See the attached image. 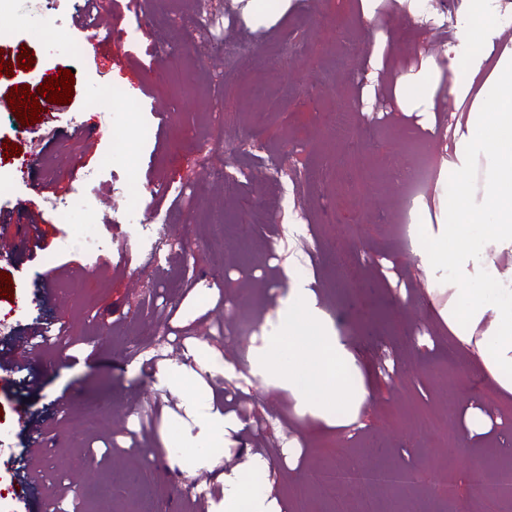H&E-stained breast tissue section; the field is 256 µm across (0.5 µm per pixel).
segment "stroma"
<instances>
[{
	"mask_svg": "<svg viewBox=\"0 0 512 512\" xmlns=\"http://www.w3.org/2000/svg\"><path fill=\"white\" fill-rule=\"evenodd\" d=\"M349 0H306L283 10L265 0L274 24L254 28L241 13L211 0L203 26H186L199 0H104L112 23V67L84 46L72 6L48 0L33 12L26 0L0 10L9 32L4 60L32 51L31 70L0 76L11 87L37 88L58 71L74 72V95L63 111H41L54 129L33 175L0 153V205L41 211L42 242L18 233L0 270L12 277L13 299L0 297V346L26 325L48 322L45 290L65 305L56 316L70 340L38 354L44 366L38 393L20 398L25 369L0 372V512H43L39 498L15 495L13 460L21 449L20 416L47 410L49 445L38 465L60 499L61 512H208L199 487L212 475L186 471L183 454L167 452L166 431L185 420L177 397L158 390L153 355L181 354L183 344L209 345L230 371L201 373L199 396L216 395L243 422L227 431L213 457L216 469L245 464L250 453L271 461L264 485L283 512H332L357 492L323 500L306 481L320 468L361 460L370 439L389 450V465L445 468L458 474V496L470 490L471 464L502 460L512 436V400L498 396L478 368L459 366L447 328L434 312L447 300L429 291L420 261L399 250L391 224L403 185L392 167L410 143L436 151L444 143L422 130L415 115L379 95L372 115L352 113L349 132L337 134L346 105H359V75L375 29L398 27L379 12L351 16ZM122 88L117 111L96 105L103 85ZM134 123H126L124 113ZM92 120L88 139L70 135L72 122ZM127 128L135 161L110 156L106 133ZM298 165V181H254L258 162ZM96 181L85 182L89 170ZM235 172L232 180L216 172ZM135 173L141 215L112 226L80 208L57 223L47 189L93 194L120 186ZM286 195L289 208L274 199ZM363 223H353L355 215ZM100 242L95 255L61 242L85 233ZM162 237L159 262L144 264L151 237ZM304 274H295L296 264ZM313 292L326 324L337 329L368 366L371 395L349 426H327L292 413L287 392L252 373L254 353L278 325L289 289ZM491 418L487 433L469 436V406ZM195 492H187V484ZM380 512H430L426 491L369 489Z\"/></svg>",
	"mask_w": 512,
	"mask_h": 512,
	"instance_id": "35a3bbf8",
	"label": "stroma"
}]
</instances>
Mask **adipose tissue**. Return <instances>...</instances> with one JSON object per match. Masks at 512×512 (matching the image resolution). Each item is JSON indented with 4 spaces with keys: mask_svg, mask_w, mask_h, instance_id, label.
<instances>
[{
    "mask_svg": "<svg viewBox=\"0 0 512 512\" xmlns=\"http://www.w3.org/2000/svg\"><path fill=\"white\" fill-rule=\"evenodd\" d=\"M389 6L410 32L442 25L434 0H358L365 18ZM399 111L416 114L422 129L451 131L453 161L445 174L458 186L454 201L435 199L442 216L417 241L431 282L447 283L439 315L457 347L472 349L491 386L512 395V0H461L455 30L439 52L419 53L416 64L391 86ZM279 329L268 336L253 365L287 390L297 415L343 426L357 420L368 397L365 386L349 387L362 368L334 329L325 327L309 289H290L280 305ZM212 368L205 344L190 343L180 359L156 374L161 388L178 396L189 425L178 447L190 471H214L218 494L210 512H281L269 491L253 483L269 461L254 454L248 467L215 470L211 447L223 438L235 414L213 398L189 391L195 366Z\"/></svg>",
    "mask_w": 512,
    "mask_h": 512,
    "instance_id": "ef3b65f1",
    "label": "adipose tissue"
}]
</instances>
